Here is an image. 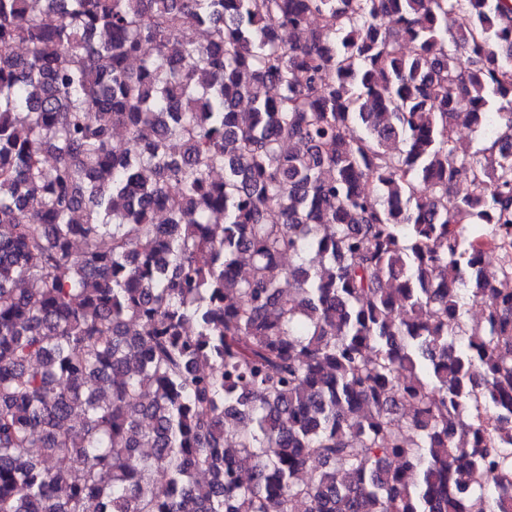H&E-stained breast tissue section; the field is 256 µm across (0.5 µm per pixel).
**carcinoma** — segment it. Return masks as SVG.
Instances as JSON below:
<instances>
[{
    "instance_id": "cac0c4a2",
    "label": "carcinoma",
    "mask_w": 512,
    "mask_h": 512,
    "mask_svg": "<svg viewBox=\"0 0 512 512\" xmlns=\"http://www.w3.org/2000/svg\"><path fill=\"white\" fill-rule=\"evenodd\" d=\"M89 501L512 512V0H0V512ZM486 135L469 124L458 126L455 133V145L460 158L468 161H484L483 149L486 147Z\"/></svg>"
}]
</instances>
